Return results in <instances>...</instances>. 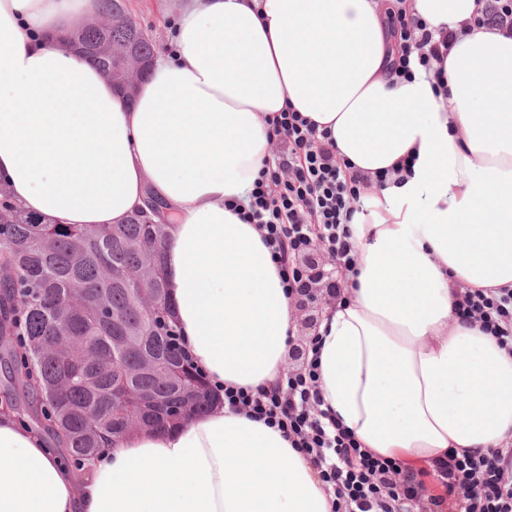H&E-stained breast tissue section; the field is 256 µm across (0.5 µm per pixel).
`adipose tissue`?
<instances>
[{
    "instance_id": "ef3b65f1",
    "label": "adipose tissue",
    "mask_w": 512,
    "mask_h": 512,
    "mask_svg": "<svg viewBox=\"0 0 512 512\" xmlns=\"http://www.w3.org/2000/svg\"><path fill=\"white\" fill-rule=\"evenodd\" d=\"M438 30L479 0H408ZM384 0H182L173 50L134 99L57 42L93 0H0V177L40 222L122 224L164 200L172 321L216 391L288 370L296 298L244 199L285 107L374 173L354 271L315 335L324 408L361 447L410 470L512 445V353L452 315L460 288L512 289V37L477 29L448 53L450 99L390 77ZM0 512H332L316 468L275 427L216 402L72 464L0 412Z\"/></svg>"
}]
</instances>
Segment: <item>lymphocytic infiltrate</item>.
Masks as SVG:
<instances>
[{
  "mask_svg": "<svg viewBox=\"0 0 512 512\" xmlns=\"http://www.w3.org/2000/svg\"><path fill=\"white\" fill-rule=\"evenodd\" d=\"M390 28L402 41L392 62L394 75L410 81L421 71L435 88H444L452 35L435 33L425 19L403 10L391 14ZM268 123L276 151L234 211L256 225L283 283L298 293L311 271L296 259L312 248L328 253L337 268L354 269L348 225L363 211L361 199L369 181L384 187L390 176L384 172L369 178L340 158L329 131L293 108L276 113ZM453 314L459 321L478 323L502 348L512 349V290L467 289L457 294ZM224 403L278 427L300 448L333 493V512H397L399 499L421 497L425 489L422 473L403 470L398 461L361 448L348 428L330 419L322 408L316 362L288 373L269 392L227 387ZM509 456L511 448L483 455L448 453L432 471L444 492L430 497V504L440 507L451 500L460 512H512V466L505 462Z\"/></svg>",
  "mask_w": 512,
  "mask_h": 512,
  "instance_id": "lymphocytic-infiltrate-1",
  "label": "lymphocytic infiltrate"
}]
</instances>
